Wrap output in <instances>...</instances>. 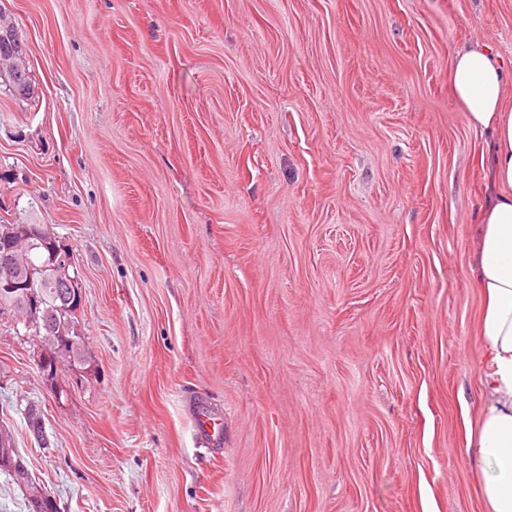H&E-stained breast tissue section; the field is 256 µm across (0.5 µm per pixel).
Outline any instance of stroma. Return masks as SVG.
Wrapping results in <instances>:
<instances>
[{
  "instance_id": "1",
  "label": "stroma",
  "mask_w": 512,
  "mask_h": 512,
  "mask_svg": "<svg viewBox=\"0 0 512 512\" xmlns=\"http://www.w3.org/2000/svg\"><path fill=\"white\" fill-rule=\"evenodd\" d=\"M0 222L44 224L89 374L55 398L0 313V420L60 512H489L466 427L512 0H0ZM43 414L46 445L25 412ZM220 427L196 435L195 407ZM17 60H1L0 61V75L1 78H5V70H8L11 75L14 74H20V70L17 71V69L20 68V64ZM0 78V86L4 87V90L7 91L10 95H12L15 98H18L20 100L25 99L29 100L33 94V86L31 83V77L29 75L28 70V76L23 80H16L15 78L10 81V83L4 81Z\"/></svg>"
}]
</instances>
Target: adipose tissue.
Listing matches in <instances>:
<instances>
[{"instance_id": "ef3b65f1", "label": "adipose tissue", "mask_w": 512, "mask_h": 512, "mask_svg": "<svg viewBox=\"0 0 512 512\" xmlns=\"http://www.w3.org/2000/svg\"><path fill=\"white\" fill-rule=\"evenodd\" d=\"M450 72L453 96L470 126L491 139L496 186L475 244L483 300L477 372L486 403L468 440L491 512H512V109L503 103V66L489 48L457 51Z\"/></svg>"}]
</instances>
